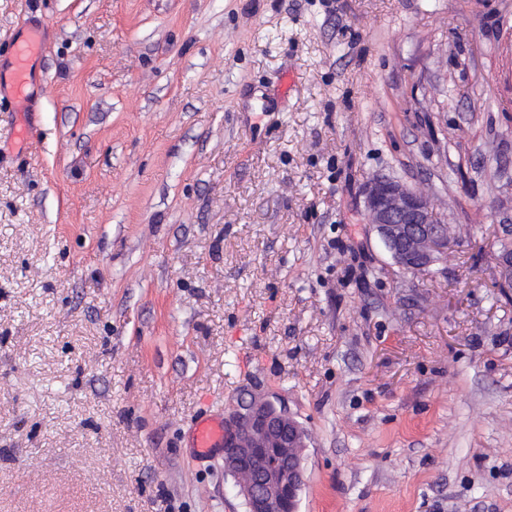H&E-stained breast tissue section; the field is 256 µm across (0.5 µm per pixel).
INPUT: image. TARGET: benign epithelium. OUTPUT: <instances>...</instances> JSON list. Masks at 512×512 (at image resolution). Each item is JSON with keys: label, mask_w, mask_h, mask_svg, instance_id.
<instances>
[{"label": "benign epithelium", "mask_w": 512, "mask_h": 512, "mask_svg": "<svg viewBox=\"0 0 512 512\" xmlns=\"http://www.w3.org/2000/svg\"><path fill=\"white\" fill-rule=\"evenodd\" d=\"M368 223L400 270H432L448 254V225L430 197L407 183L376 177L363 190ZM500 283H512V251L498 256ZM306 432L284 406L250 393L224 420V471L247 512H298L306 484Z\"/></svg>", "instance_id": "1"}]
</instances>
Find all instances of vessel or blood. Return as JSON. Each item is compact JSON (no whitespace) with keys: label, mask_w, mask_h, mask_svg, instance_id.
Listing matches in <instances>:
<instances>
[{"label":"vessel or blood","mask_w":512,"mask_h":512,"mask_svg":"<svg viewBox=\"0 0 512 512\" xmlns=\"http://www.w3.org/2000/svg\"><path fill=\"white\" fill-rule=\"evenodd\" d=\"M45 45V32L42 26L26 24L24 33L13 40L6 55L11 69L8 87L0 86V97L10 99L15 111L29 108L32 99L27 93L33 83L32 67ZM224 445V423L217 418H203L195 422L192 430V446L197 458L206 459Z\"/></svg>","instance_id":"1"}]
</instances>
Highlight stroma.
<instances>
[{"label": "stroma", "instance_id": "1", "mask_svg": "<svg viewBox=\"0 0 512 512\" xmlns=\"http://www.w3.org/2000/svg\"><path fill=\"white\" fill-rule=\"evenodd\" d=\"M0 512H246L200 417L269 394L299 512H512V0H0ZM454 245L392 267L362 190ZM24 34L12 41L9 52L4 56L9 62L11 77L8 88L0 84V97L11 99L15 112H25L32 106L31 95L26 89L33 85L32 67L34 60L42 53L45 32L42 26L28 23L23 26ZM368 223L400 270L429 272L448 254V225L430 197L402 180L376 177L363 190Z\"/></svg>", "mask_w": 512, "mask_h": 512}]
</instances>
